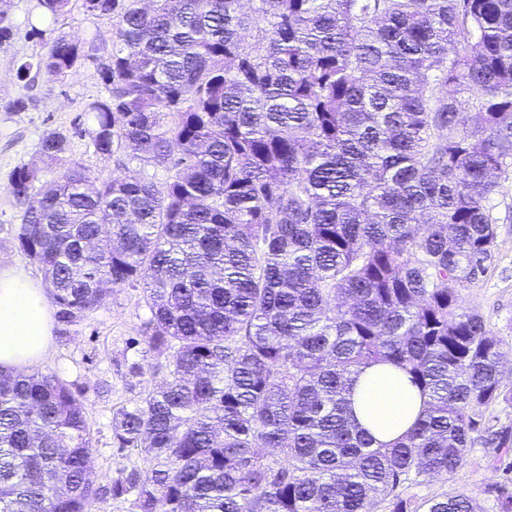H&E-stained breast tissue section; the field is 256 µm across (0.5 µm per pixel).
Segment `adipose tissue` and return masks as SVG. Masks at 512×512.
<instances>
[{"instance_id": "1", "label": "adipose tissue", "mask_w": 512, "mask_h": 512, "mask_svg": "<svg viewBox=\"0 0 512 512\" xmlns=\"http://www.w3.org/2000/svg\"><path fill=\"white\" fill-rule=\"evenodd\" d=\"M53 319L43 286L17 265L0 262V371L37 365L52 341ZM360 426L379 443H390L412 426L420 397L407 374L377 364L358 376L351 395Z\"/></svg>"}]
</instances>
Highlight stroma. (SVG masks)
I'll use <instances>...</instances> for the list:
<instances>
[{
    "label": "stroma",
    "mask_w": 512,
    "mask_h": 512,
    "mask_svg": "<svg viewBox=\"0 0 512 512\" xmlns=\"http://www.w3.org/2000/svg\"><path fill=\"white\" fill-rule=\"evenodd\" d=\"M7 10L13 37L0 50V262L23 268L36 281H44L42 266L18 247L15 229L21 222L10 185L18 166L39 158L43 134L53 128L71 130L85 105L104 94L98 65L112 51V26L86 11L83 0H71L70 11L53 20L43 13L40 0H0ZM71 34L82 39L87 58L75 75L56 81L47 75L35 81L16 77L18 65L40 52L44 38ZM30 97L33 107L13 112L9 103ZM493 213L497 219V240L484 276L464 283L461 304L481 314L498 336L512 340V175L495 195ZM149 311L138 288L108 290L99 305L70 323L55 322L49 352L39 372L54 373L70 384L86 409L92 437L91 465L97 482L107 483L122 470L140 466L129 449L112 440V413L133 405L163 376L156 370L162 357L148 349L141 327ZM497 449L474 446L464 465L450 474L433 476L409 494L415 502L448 492H462L482 512H498L491 486L499 479L493 468Z\"/></svg>",
    "instance_id": "1"
}]
</instances>
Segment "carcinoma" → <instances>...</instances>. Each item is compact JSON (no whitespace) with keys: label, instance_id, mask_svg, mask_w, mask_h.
<instances>
[{"label":"carcinoma","instance_id":"cac0c4a2","mask_svg":"<svg viewBox=\"0 0 512 512\" xmlns=\"http://www.w3.org/2000/svg\"><path fill=\"white\" fill-rule=\"evenodd\" d=\"M69 3L41 0L55 20ZM85 3L113 40L84 133L115 171L91 176L47 131L11 175L16 239L63 322L109 286L142 289L164 380L112 416L149 467L102 488L70 386L0 374V512H90L100 494L135 512H480L457 492L417 509L404 490L477 442L512 451V424L479 421L512 403V346L460 304L512 168V0ZM85 58L59 35L17 77L63 81ZM127 147L168 169L165 192L122 174ZM377 363L422 397L378 446L349 406ZM493 490L512 512L511 462Z\"/></svg>","mask_w":512,"mask_h":512}]
</instances>
